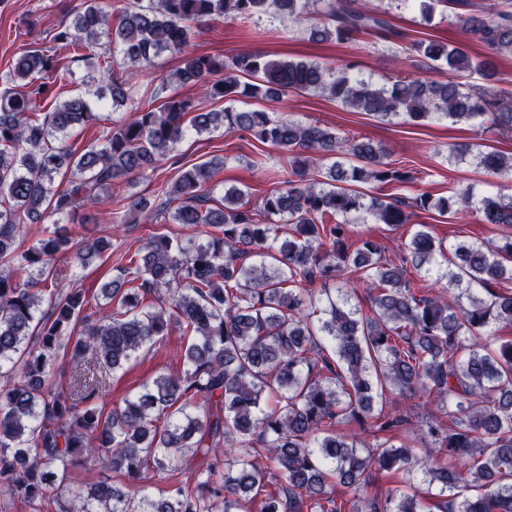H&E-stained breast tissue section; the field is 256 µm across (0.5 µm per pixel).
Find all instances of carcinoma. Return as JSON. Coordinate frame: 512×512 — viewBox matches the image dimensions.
Returning a JSON list of instances; mask_svg holds the SVG:
<instances>
[{"mask_svg":"<svg viewBox=\"0 0 512 512\" xmlns=\"http://www.w3.org/2000/svg\"><path fill=\"white\" fill-rule=\"evenodd\" d=\"M129 0L107 11L84 0L50 46L20 53L0 88V491L24 501L43 497L73 468L101 464L128 483L102 478L75 492L76 512H512V338H485L496 322L512 324V233L496 243L462 241L446 268L444 293L411 285L407 274L448 263V250L426 225L411 234L399 263L379 241L347 243L349 228L371 217L393 230L408 209L452 215L473 196L423 192L411 201L366 197L363 184H411L414 171L387 160L379 146L350 140L316 123L272 119L262 110L206 111L177 92L132 105L104 145L75 138L97 127L106 109L131 101L123 64L148 67L167 50L181 63L167 86L200 85L218 103L279 99L292 91L326 95L381 120H488L512 132V97L496 88L472 92L455 76L491 81L485 60L459 47L420 40L412 48L443 80L399 77L377 85L345 62H303L242 53L183 51L192 33L216 17L247 19L273 11L309 22L318 40L349 41L362 30L392 33L361 0ZM461 0H419L422 15ZM489 49L512 56V0L456 14ZM83 61L84 89L60 99L55 83ZM240 130L290 155L286 187L251 209L231 187L217 201L207 190L224 160L183 164L162 182L169 210L128 196L130 209L206 228L193 245L155 234L128 256L100 295L59 289L73 267L110 258L112 242L76 243L61 218L89 217L83 207L112 196V186L155 170L186 129ZM332 160L325 179L310 172ZM489 175L512 169V155L481 151ZM478 221L512 228V194L485 195ZM46 224L25 245V229ZM356 280L370 308L348 295L325 300L302 282ZM477 286L482 294L472 287ZM80 333H75L77 323ZM176 333L186 346L183 369L161 374L112 405L110 379L141 349ZM68 359V381L56 363ZM427 397L457 414L417 422L428 448L417 457L392 443L412 422L385 395ZM369 427L373 444L336 432L343 421ZM419 473L427 488H388L346 510L338 488L359 490L380 476ZM168 484L158 496L141 480ZM439 492H432V487Z\"/></svg>","mask_w":512,"mask_h":512,"instance_id":"1","label":"carcinoma"}]
</instances>
